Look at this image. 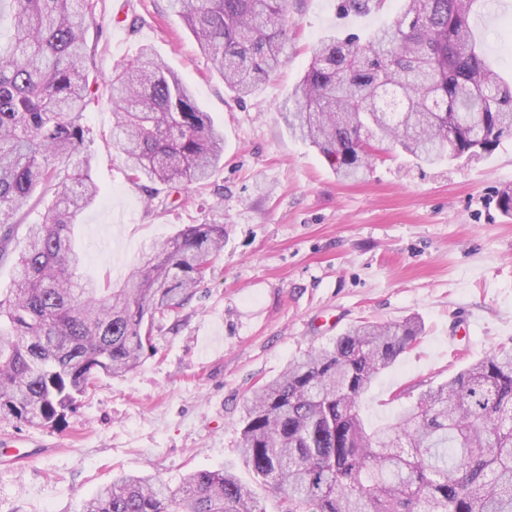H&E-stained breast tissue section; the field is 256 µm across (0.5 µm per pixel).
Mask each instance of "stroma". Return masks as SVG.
<instances>
[{
  "instance_id": "stroma-1",
  "label": "stroma",
  "mask_w": 512,
  "mask_h": 512,
  "mask_svg": "<svg viewBox=\"0 0 512 512\" xmlns=\"http://www.w3.org/2000/svg\"><path fill=\"white\" fill-rule=\"evenodd\" d=\"M339 0H288L287 64L238 99L198 51L168 0H95L88 66L108 81L117 64L152 47L224 131V157L186 195L128 180L110 141L100 90L84 112L96 202L74 230L87 275L118 284L141 248L187 224H220L224 251L178 319L155 332L156 354L105 377L56 425L0 417V512H77L120 472L178 489L191 469L234 467L266 512L268 485L239 453L247 398L290 360L328 346L363 321H419L423 334L366 397L370 425L395 421L427 385L485 355L512 349V140L490 155L428 167L373 148L364 180L337 177L315 148L289 135L279 104L328 32L388 23L399 0L340 15ZM473 25L492 67L512 80V0ZM28 454L24 466L7 454Z\"/></svg>"
}]
</instances>
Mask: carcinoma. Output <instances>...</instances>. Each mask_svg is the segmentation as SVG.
I'll return each instance as SVG.
<instances>
[{
  "label": "carcinoma",
  "mask_w": 512,
  "mask_h": 512,
  "mask_svg": "<svg viewBox=\"0 0 512 512\" xmlns=\"http://www.w3.org/2000/svg\"><path fill=\"white\" fill-rule=\"evenodd\" d=\"M173 13L237 97L283 63L288 0H170ZM489 0H401L361 38L329 34L280 105L288 131L342 178L372 164L366 137L419 165L492 153L512 138V82L489 65L471 27ZM0 261L16 275L0 296V415L53 425L103 376L157 351L154 330L196 294L224 250V225L189 224L139 257L117 288L84 274L73 231L99 188L80 155L91 94L85 32L93 0H0ZM112 141L128 178L209 179L224 134L191 88L143 48L109 81ZM54 190L43 220L12 247L16 216ZM415 320L363 322L288 363L253 391L241 448L279 512H512V352H493L420 392L395 423L369 427L362 401L421 335ZM80 512H265L230 468L186 474L171 491L123 474Z\"/></svg>",
  "instance_id": "obj_1"
}]
</instances>
